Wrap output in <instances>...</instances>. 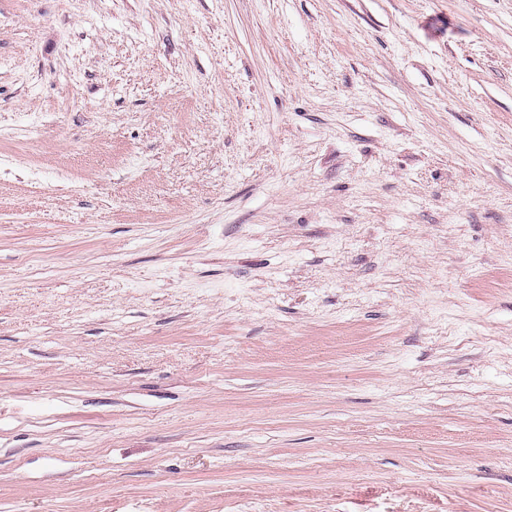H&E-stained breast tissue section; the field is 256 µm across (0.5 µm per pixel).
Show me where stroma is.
<instances>
[{
	"mask_svg": "<svg viewBox=\"0 0 512 512\" xmlns=\"http://www.w3.org/2000/svg\"><path fill=\"white\" fill-rule=\"evenodd\" d=\"M0 512H512V0H0Z\"/></svg>",
	"mask_w": 512,
	"mask_h": 512,
	"instance_id": "1",
	"label": "stroma"
}]
</instances>
